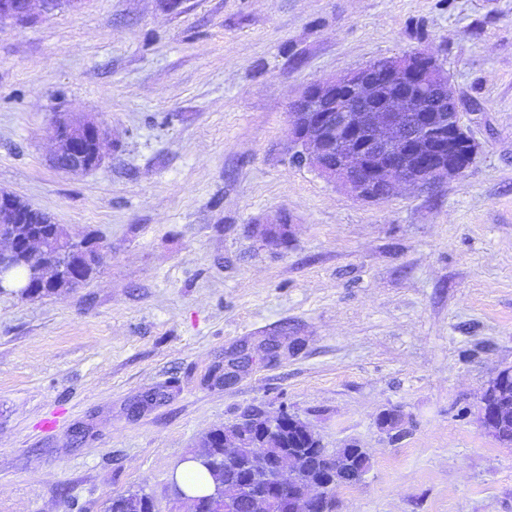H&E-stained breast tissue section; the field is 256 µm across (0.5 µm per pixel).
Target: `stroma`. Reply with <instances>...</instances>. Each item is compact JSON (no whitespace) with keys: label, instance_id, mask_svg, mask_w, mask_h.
Returning a JSON list of instances; mask_svg holds the SVG:
<instances>
[{"label":"stroma","instance_id":"35a3bbf8","mask_svg":"<svg viewBox=\"0 0 512 512\" xmlns=\"http://www.w3.org/2000/svg\"><path fill=\"white\" fill-rule=\"evenodd\" d=\"M419 51L479 145L463 174L368 202L292 162L307 86ZM64 112L108 130L87 173L51 163ZM0 189L102 246L81 288L0 294V512H171L199 438L256 405L367 449L337 512H512V447L478 420L512 367V0H81L0 26ZM106 512H158V508L152 496L135 492L112 496Z\"/></svg>","mask_w":512,"mask_h":512}]
</instances>
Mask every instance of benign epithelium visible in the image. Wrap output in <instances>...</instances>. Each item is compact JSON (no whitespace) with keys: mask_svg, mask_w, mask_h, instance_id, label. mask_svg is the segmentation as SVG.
Returning a JSON list of instances; mask_svg holds the SVG:
<instances>
[{"mask_svg":"<svg viewBox=\"0 0 512 512\" xmlns=\"http://www.w3.org/2000/svg\"><path fill=\"white\" fill-rule=\"evenodd\" d=\"M78 0H0V22H24L39 5L50 15ZM293 156L315 168L352 196L376 201L402 186L424 187L459 176L474 160L478 143L457 109L451 81L428 54L415 52L389 60L386 68L371 62L338 78L318 80L295 103L291 113ZM57 143L52 163L67 173L87 172L103 161L104 127L68 114L50 128ZM338 160L331 161V156ZM28 223V209L18 197L0 190V226ZM0 292L16 287L17 258L43 252L41 234L18 243L0 236ZM270 480L295 490L294 512H309L320 491L343 482L338 476L318 485L297 479L288 450L277 453ZM251 493L253 512H267L270 496Z\"/></svg>","mask_w":512,"mask_h":512,"instance_id":"obj_1","label":"benign epithelium"}]
</instances>
